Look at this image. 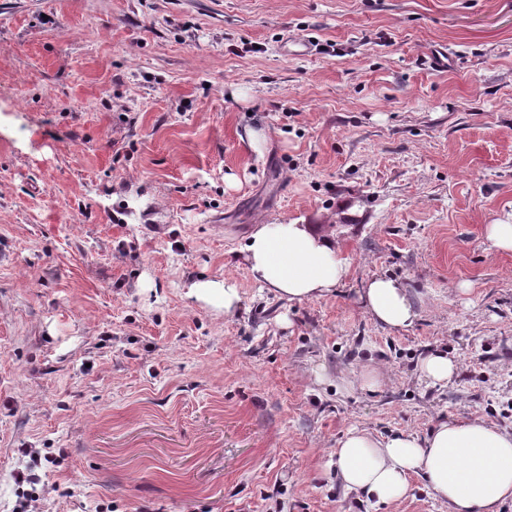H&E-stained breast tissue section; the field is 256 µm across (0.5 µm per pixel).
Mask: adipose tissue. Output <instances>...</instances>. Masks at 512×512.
Segmentation results:
<instances>
[{"instance_id":"adipose-tissue-1","label":"adipose tissue","mask_w":512,"mask_h":512,"mask_svg":"<svg viewBox=\"0 0 512 512\" xmlns=\"http://www.w3.org/2000/svg\"><path fill=\"white\" fill-rule=\"evenodd\" d=\"M241 252L253 281L291 302L332 293L349 274L335 232L306 224L254 225ZM186 296L218 316L235 313L241 303L237 282L225 276L191 282ZM360 299L366 314L392 332L417 317L406 286L395 278L366 279ZM329 464L345 489L378 504L407 497L417 474L448 512H498L512 499V432L476 418L442 421L422 439L405 432L379 439L354 428Z\"/></svg>"}]
</instances>
